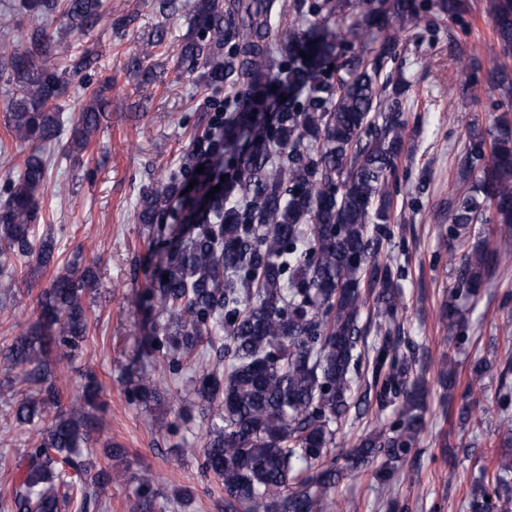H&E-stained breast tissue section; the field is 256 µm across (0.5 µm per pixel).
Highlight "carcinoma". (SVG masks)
Returning <instances> with one entry per match:
<instances>
[{
  "label": "carcinoma",
  "mask_w": 512,
  "mask_h": 512,
  "mask_svg": "<svg viewBox=\"0 0 512 512\" xmlns=\"http://www.w3.org/2000/svg\"><path fill=\"white\" fill-rule=\"evenodd\" d=\"M26 7L59 15L70 34L84 33L101 17L100 0H28ZM416 8L415 0H390L391 15H373L359 27L378 43L373 59L349 56L332 72L324 61L343 35L321 17L336 10L331 0H312L304 24L285 35L278 62L268 50L278 38L270 0H194L178 66L203 69L214 86L233 75L245 86L224 117V138L201 137L198 149L225 156L243 141L248 148L207 200L205 218L182 227L185 239L157 268L147 294L152 322L144 351L174 376L207 349L212 368H202L196 401L178 416L187 422L196 412L207 422L201 447L187 452L222 481L224 512H327V494L340 476L328 457L352 412L360 418L372 404L380 411L401 404L388 423L344 452L351 469L373 467L386 483L424 430L422 387L412 378L419 358L397 321L402 269L383 253L392 237L405 85L380 76L385 60L398 55L389 17L405 21ZM485 12L501 53L512 56V0H486ZM52 42L37 28L25 50L0 51L19 87L5 125L28 146L0 201L3 264L33 256L41 269L56 265L54 237L35 239L47 191L38 144L60 141L67 84L57 68L36 63ZM490 80L512 96L507 70L491 71ZM108 106L101 90L87 93L63 154L85 151ZM494 125L490 138L469 141L463 167L478 180L454 202L448 225L459 271L440 319L458 343L468 339L460 300L476 296L486 277L512 261V126L506 117ZM179 191L174 173L142 197L139 222L154 223ZM473 224L504 228L473 245L467 236ZM96 285L91 265L74 261L56 273L37 295L34 321L3 353L35 386L15 412L18 424L34 433L18 464L10 512H61L74 491L81 493L80 512L98 507L69 472H91L93 463L77 459L78 449L99 431L98 413L108 401L92 371L82 374L80 398L66 397L54 381L55 367L88 336L85 295ZM372 331L379 340L368 346ZM165 393L169 388L151 375L129 389L130 400L144 405ZM498 408L501 443L512 445V364L499 373ZM511 472L502 464L482 473L466 512H512ZM136 494L143 504L152 502L150 473L138 477Z\"/></svg>",
  "instance_id": "obj_1"
}]
</instances>
